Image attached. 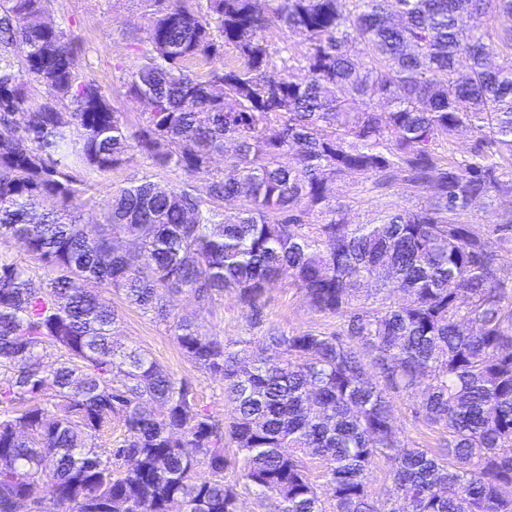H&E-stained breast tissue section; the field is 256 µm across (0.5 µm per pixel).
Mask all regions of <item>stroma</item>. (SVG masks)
<instances>
[{"mask_svg": "<svg viewBox=\"0 0 512 512\" xmlns=\"http://www.w3.org/2000/svg\"><path fill=\"white\" fill-rule=\"evenodd\" d=\"M49 18L73 33L80 56L91 64V76L109 92L118 111L126 113L128 120H136L145 107L126 96L124 82L136 61L125 35L142 22L137 0H51ZM145 173V166L138 162L111 172L92 173L87 177L88 191L75 198L72 206L85 220H95L99 216L97 203L109 189L129 184ZM340 194L348 205L350 219L356 223L376 218L381 211L394 206L412 208L426 203L425 198L416 196L404 184L395 187L391 195L379 198L364 191L360 184L349 181L342 185ZM109 299L120 315L119 342L150 352L176 377L191 381L201 404L217 418H229L230 407L224 402L221 381L197 368L178 346L168 326L127 306L118 293H110ZM182 313L194 321L199 332L234 343L245 356L255 351L265 331L272 327L288 333L336 328L335 318L312 310L302 293L284 280L267 289L264 317L258 324L253 322L248 309L238 307L228 313L220 303L211 313L199 314L196 304L189 298L182 302ZM389 401L404 442L420 448H439V432L416 418L411 399L393 393Z\"/></svg>", "mask_w": 512, "mask_h": 512, "instance_id": "stroma-1", "label": "stroma"}]
</instances>
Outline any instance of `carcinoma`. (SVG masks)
Listing matches in <instances>:
<instances>
[{
    "label": "carcinoma",
    "instance_id": "carcinoma-1",
    "mask_svg": "<svg viewBox=\"0 0 512 512\" xmlns=\"http://www.w3.org/2000/svg\"><path fill=\"white\" fill-rule=\"evenodd\" d=\"M49 2L0 0V245L21 242L43 270L37 288L0 250V512L17 498L240 512L244 495L273 512H512V262L468 220L485 198L512 214V27L495 26L512 0H139L124 87L147 109L133 126ZM464 131L476 141L459 158ZM138 159L187 180L145 174L108 192L101 219L74 215L83 171ZM348 180L379 197L404 183L428 205L354 224ZM283 278L339 327L271 328L241 358L180 315L184 297L201 313L225 298L257 321ZM91 282L169 326L224 382L231 421L117 346L118 311ZM390 390L440 448L401 444ZM114 418L124 431L104 448ZM380 456L383 500L368 482ZM392 468V460L385 456L378 457L372 464L369 472V487L375 497H385L391 485L389 475Z\"/></svg>",
    "mask_w": 512,
    "mask_h": 512
}]
</instances>
